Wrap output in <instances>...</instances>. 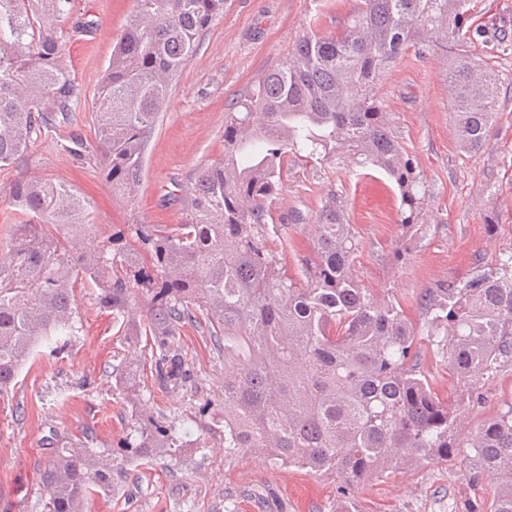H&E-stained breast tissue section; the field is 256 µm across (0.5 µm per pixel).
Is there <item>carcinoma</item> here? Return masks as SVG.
Segmentation results:
<instances>
[{
  "label": "carcinoma",
  "mask_w": 512,
  "mask_h": 512,
  "mask_svg": "<svg viewBox=\"0 0 512 512\" xmlns=\"http://www.w3.org/2000/svg\"><path fill=\"white\" fill-rule=\"evenodd\" d=\"M468 0H362L336 35L310 32L224 117V157L201 169L171 230L129 224L93 247L90 214L63 183L10 190L26 217L0 247V405L38 347L64 351L77 329L74 288L96 289L127 344L155 348V381L181 391V332L191 326L224 355V449L260 452L279 466L336 477V512H358L352 489L426 458L468 448L466 477L495 476L489 506L512 512V405L468 435L464 410L498 360L512 355V269L488 267L426 301L428 335L444 337L454 385L442 398L419 370L416 332L401 305L379 303L350 272L358 242L340 209L318 225L313 275L302 286L268 247L267 202L281 189L284 158L348 154L397 184L414 224L419 175L389 131L374 87L406 48L441 54L459 144L476 154L498 111V76L458 52ZM69 0H0V163L21 156L49 114L67 118L75 86L61 65L59 26ZM224 0H135L95 97L97 149L112 190L140 185L145 147L170 81ZM130 411L117 457L79 440L53 442L41 474L45 512H88L123 466L180 464L203 442L164 426L148 406L143 364L112 371Z\"/></svg>",
  "instance_id": "cac0c4a2"
}]
</instances>
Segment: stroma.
<instances>
[{
  "label": "stroma",
  "mask_w": 512,
  "mask_h": 512,
  "mask_svg": "<svg viewBox=\"0 0 512 512\" xmlns=\"http://www.w3.org/2000/svg\"><path fill=\"white\" fill-rule=\"evenodd\" d=\"M361 0H225L224 11L201 33L195 54L172 80L144 158L137 195L114 198L98 153L94 99L112 49L134 0H71L61 21L62 64L77 90L67 121L42 129L28 151L0 167V243L21 215L9 190L39 177L70 185L94 225L87 242L128 224L171 228L184 220L183 198L199 170L224 154V116L258 81L277 68L307 31H341ZM471 22L485 36L462 50L501 78L499 111L478 154L460 150L445 81L446 60L404 51L378 80L376 98L390 131L420 175V213L401 223L394 180L349 156L328 160L288 156L282 190L268 201V241L279 265L300 282L314 260L315 225L329 206L340 207L358 241L351 273L378 302L399 303L416 333L419 369L432 388L452 386L448 357L426 336L422 297L512 259V0H470ZM85 32H74L76 22ZM82 139V157L69 148ZM79 332L59 357L40 348L22 370L13 407L0 412V512H43L39 487L46 448L55 437L92 435L95 448L118 452L129 427L112 368L133 355L152 366L154 351L123 344L110 312L91 289L76 291ZM182 353L191 389L168 392L146 379L159 420L200 434L203 449L181 466L157 460L129 466L111 493L89 512H336L337 483L298 467L271 465L258 453L224 454V358L200 331L184 328ZM480 398L465 411L475 429L512 405V357L501 359L480 384ZM463 455L427 459L417 468L354 488L359 512H463L489 497L493 479L472 487Z\"/></svg>",
  "instance_id": "obj_1"
}]
</instances>
